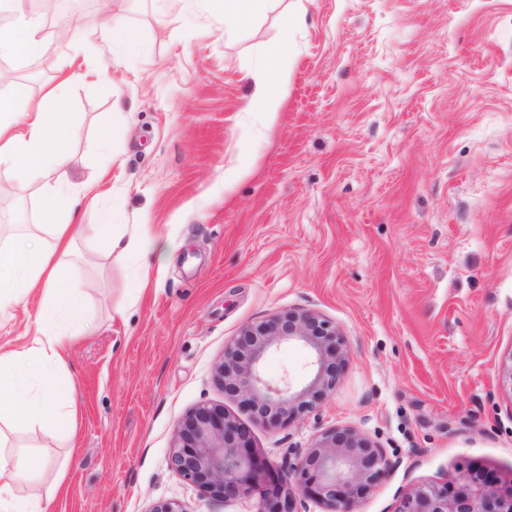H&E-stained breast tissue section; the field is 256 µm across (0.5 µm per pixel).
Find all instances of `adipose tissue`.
<instances>
[{"instance_id": "ef3b65f1", "label": "adipose tissue", "mask_w": 512, "mask_h": 512, "mask_svg": "<svg viewBox=\"0 0 512 512\" xmlns=\"http://www.w3.org/2000/svg\"><path fill=\"white\" fill-rule=\"evenodd\" d=\"M224 17L225 34L274 12L279 0H209ZM12 20L0 29V58L24 59L43 55L46 45L38 18L29 15L23 0H11ZM74 41H122L136 47L129 28L111 22H80L64 30ZM288 47H269L262 67L253 72V98L266 119L279 112L288 87ZM68 80L48 86L41 101H33L27 85L14 84L0 91V165L7 166L19 183H37L44 189L42 219L52 236L51 246L33 237L0 245V313L27 304L40 294L33 315L30 343L0 345V423L37 425L56 432L72 430L78 413L73 385L59 378L75 336L88 327L85 297L63 272L62 260L72 255L77 240L99 243L108 261L146 258L159 239L148 224H134L118 235H107L106 225L85 221L84 200L92 184L72 183L68 174L74 129L64 124ZM24 448L0 456V512H50L51 497H19L13 485L40 469Z\"/></svg>"}]
</instances>
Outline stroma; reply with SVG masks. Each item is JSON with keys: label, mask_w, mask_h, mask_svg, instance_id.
<instances>
[{"label": "stroma", "mask_w": 512, "mask_h": 512, "mask_svg": "<svg viewBox=\"0 0 512 512\" xmlns=\"http://www.w3.org/2000/svg\"><path fill=\"white\" fill-rule=\"evenodd\" d=\"M298 9L304 25L284 26ZM112 17L137 49L58 40L45 20L30 91L110 62L108 79L68 89L70 179L102 177L93 221L152 224L173 247L142 292L138 259L91 267L82 242L68 261L93 324L66 358L76 430L0 426L1 445L65 469L52 512H255L257 498L211 497L169 466L177 424L204 403L278 469L334 427L379 445L391 471L358 512L472 472L511 485L512 0H282L232 37L203 0H112ZM274 43L288 88L269 125L240 73ZM1 184L15 191L0 201L7 244V225L39 223L42 193L3 166ZM291 309L336 325L348 362L334 393L271 428L214 367L243 326ZM310 362L287 342L263 374L301 384Z\"/></svg>", "instance_id": "obj_1"}]
</instances>
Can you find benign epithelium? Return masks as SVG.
<instances>
[{
	"instance_id": "7a95c632",
	"label": "benign epithelium",
	"mask_w": 512,
	"mask_h": 512,
	"mask_svg": "<svg viewBox=\"0 0 512 512\" xmlns=\"http://www.w3.org/2000/svg\"><path fill=\"white\" fill-rule=\"evenodd\" d=\"M284 342H297L312 355L302 386L287 375L275 382L263 376V363ZM347 361L335 325L313 311L290 310L242 327L224 347L214 375L255 419L276 428L334 391ZM250 441L249 430L223 406L202 404L177 425L170 464L212 497L236 500L260 491L256 512H297L300 494L313 497L324 512H357L359 499L391 470L384 450L351 428L323 432L283 471L256 456ZM394 512H512V486L481 475L455 486L421 484L401 494Z\"/></svg>"
}]
</instances>
